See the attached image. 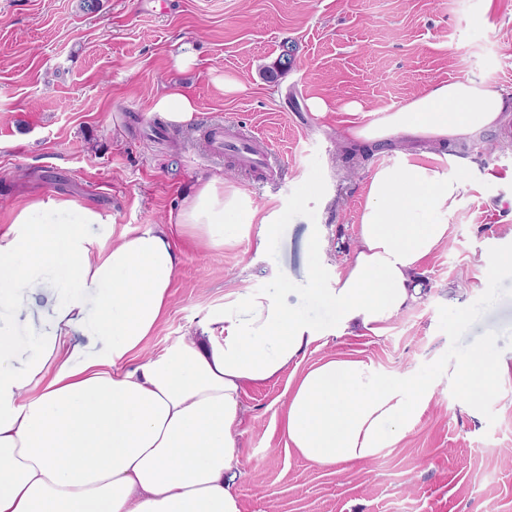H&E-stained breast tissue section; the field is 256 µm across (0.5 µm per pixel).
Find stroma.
I'll return each mask as SVG.
<instances>
[{"mask_svg":"<svg viewBox=\"0 0 512 512\" xmlns=\"http://www.w3.org/2000/svg\"><path fill=\"white\" fill-rule=\"evenodd\" d=\"M0 0V232L15 204L69 198L110 216L89 224L96 243L176 221L203 176L230 181L256 208H282L286 231L264 249L221 251L179 240L181 262L168 313L147 345H179L224 308L231 292L272 288L271 269L292 279L304 304V241L319 227L326 276L357 246V216L374 168L422 143L394 140L350 157L339 129L357 103L368 123L431 83L471 78L512 100V0ZM287 71L269 77L285 45ZM190 53L193 66L178 68ZM238 85L224 89L225 81ZM178 87L196 119L159 121L153 98ZM323 100L325 113L312 111ZM223 123L269 149L273 172L209 154L201 132ZM470 181L448 218V241L413 272L423 294L384 335L333 332L302 362L330 354L370 359L385 373L434 370L435 396L409 435L371 464L332 473L289 453L280 429L291 372L244 394L236 490L242 512H512V378L478 415L448 379V363L493 339L512 361V271L490 277L486 257L512 250V115L457 148ZM50 296L31 294L10 328L25 341L48 327Z\"/></svg>","mask_w":512,"mask_h":512,"instance_id":"obj_1","label":"stroma"}]
</instances>
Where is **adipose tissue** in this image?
<instances>
[{
    "label": "adipose tissue",
    "instance_id": "1",
    "mask_svg": "<svg viewBox=\"0 0 512 512\" xmlns=\"http://www.w3.org/2000/svg\"><path fill=\"white\" fill-rule=\"evenodd\" d=\"M506 109L494 84L439 81L375 121L346 122L341 136L362 146L397 138L452 146L499 126ZM466 190L450 152L377 166L343 269L325 278L320 234L305 241L307 299L327 322L287 301V288H247L208 329L149 358L142 351L169 309L179 264L173 231L215 251L251 239L262 248L284 231L280 211L246 206L238 188L210 177L183 200L175 224L92 248L83 227L105 221L93 207L69 199L14 206L0 235V317L23 308L46 274L55 286L51 331L31 329L21 346L0 330V512H241L246 388L278 378L329 330L382 335L419 299L410 274L446 244ZM85 326L107 351L76 363L65 338ZM448 375L472 412L512 368L489 339L449 362ZM436 384L430 374L325 356L289 386L281 430L297 457L342 472L397 448Z\"/></svg>",
    "mask_w": 512,
    "mask_h": 512
}]
</instances>
